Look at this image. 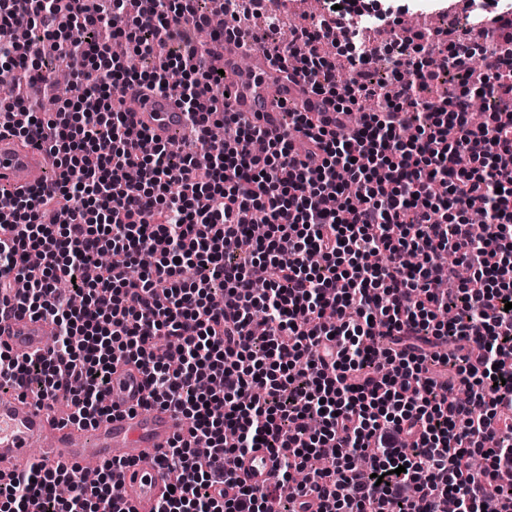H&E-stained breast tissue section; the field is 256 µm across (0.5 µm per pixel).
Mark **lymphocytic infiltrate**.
<instances>
[{
    "label": "lymphocytic infiltrate",
    "mask_w": 512,
    "mask_h": 512,
    "mask_svg": "<svg viewBox=\"0 0 512 512\" xmlns=\"http://www.w3.org/2000/svg\"><path fill=\"white\" fill-rule=\"evenodd\" d=\"M263 0H0V25L29 42L0 57L47 80L65 52L87 95L55 112L0 104V129L45 149L48 185L0 192V306L49 319L51 347L17 355L0 344V387L67 403L92 424L108 413L114 363L144 374V407L189 420L160 462L179 471L157 512H512V10L484 43L429 50L401 38L384 81L337 83L320 46L333 25L301 27L263 50L355 125L284 108L270 139L231 108L207 44L225 14ZM212 38L219 31L210 30ZM122 41L149 63L129 71ZM176 68L179 85L165 87ZM447 77L438 100L420 95ZM178 98L196 139L177 154L154 143L114 88ZM493 103L474 123L475 98ZM224 127L222 140L210 128ZM305 142L297 152V142ZM263 216V237L246 226ZM122 254L96 279L82 267ZM471 276L460 281V268ZM195 269L186 278V269ZM75 280L81 305L56 288ZM275 452L270 488L235 484L227 459ZM115 457L87 480L80 468L32 463L0 475L6 512H113L130 468ZM384 475L377 484L376 475ZM70 486L60 496L59 486Z\"/></svg>",
    "instance_id": "obj_1"
}]
</instances>
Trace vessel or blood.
<instances>
[{"label":"vessel or blood","instance_id":"1","mask_svg":"<svg viewBox=\"0 0 512 512\" xmlns=\"http://www.w3.org/2000/svg\"><path fill=\"white\" fill-rule=\"evenodd\" d=\"M218 68L231 90L234 111L257 122L269 135L282 131V105L306 102L308 109L334 117L332 105L310 94L303 83L284 78L262 51L246 50L240 35L215 44ZM135 120L160 142L171 141L185 123V115L173 98L151 95L136 100ZM47 156L43 150L22 145L19 138L0 132V186L27 190L46 180ZM51 323L20 312L0 321V341L12 349L46 348ZM144 376L132 365L119 366L112 374L106 403L109 416L92 426L66 422L54 410L36 407L15 394L0 395V473L24 472L32 459L50 468H67L89 461H103L123 453L134 462L121 483L126 494L120 512H155L168 486V471L155 459L157 450L170 446L186 432L188 421L169 410L142 409ZM279 461L269 450L256 448L241 457L235 469L237 484L265 488L276 483Z\"/></svg>","mask_w":512,"mask_h":512}]
</instances>
